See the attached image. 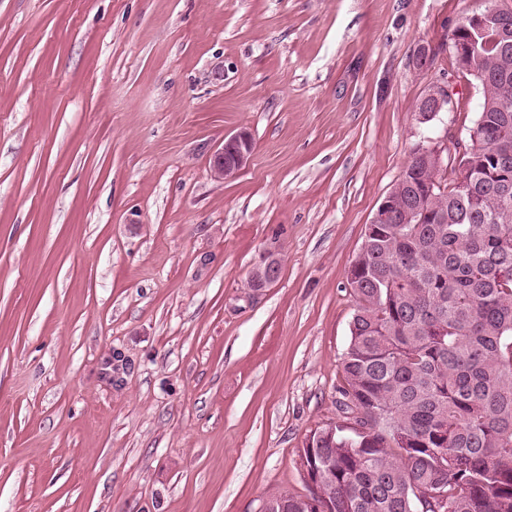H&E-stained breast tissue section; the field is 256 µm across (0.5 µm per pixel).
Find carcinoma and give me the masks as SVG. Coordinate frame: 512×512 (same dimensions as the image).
Masks as SVG:
<instances>
[{
    "instance_id": "carcinoma-1",
    "label": "carcinoma",
    "mask_w": 512,
    "mask_h": 512,
    "mask_svg": "<svg viewBox=\"0 0 512 512\" xmlns=\"http://www.w3.org/2000/svg\"><path fill=\"white\" fill-rule=\"evenodd\" d=\"M464 71L469 151L408 158L391 191L429 217L377 225L349 271L340 421L300 449L320 505L278 492L264 512H512V42L490 29Z\"/></svg>"
}]
</instances>
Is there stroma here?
<instances>
[{
	"label": "stroma",
	"mask_w": 512,
	"mask_h": 512,
	"mask_svg": "<svg viewBox=\"0 0 512 512\" xmlns=\"http://www.w3.org/2000/svg\"><path fill=\"white\" fill-rule=\"evenodd\" d=\"M474 6L0 0V512L311 495L366 226L414 146L476 120L448 44ZM241 130L250 162L215 179ZM450 101L451 93L447 85H430L419 103L420 121L425 123L432 120L445 110ZM253 151L254 143L247 131L232 135L213 156L214 177L224 180L237 176L249 162ZM280 263L272 254L264 255L253 268L251 276L260 282V288H268L279 278Z\"/></svg>",
	"instance_id": "35a3bbf8"
}]
</instances>
